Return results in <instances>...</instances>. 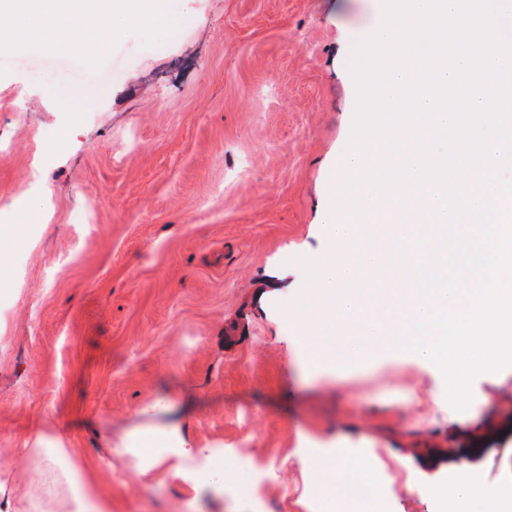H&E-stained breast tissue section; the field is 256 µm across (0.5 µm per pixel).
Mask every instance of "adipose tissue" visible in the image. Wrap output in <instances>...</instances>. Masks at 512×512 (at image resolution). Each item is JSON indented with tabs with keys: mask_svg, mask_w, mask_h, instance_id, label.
I'll list each match as a JSON object with an SVG mask.
<instances>
[{
	"mask_svg": "<svg viewBox=\"0 0 512 512\" xmlns=\"http://www.w3.org/2000/svg\"><path fill=\"white\" fill-rule=\"evenodd\" d=\"M38 19L45 32L44 44L61 55L102 54L101 28L124 34L146 23L167 19L165 0H0V33L6 34L8 46L31 42L29 19ZM175 445L164 453L149 448L134 449L141 462V473L163 469L174 474H188L199 456L198 449L182 435L175 434ZM34 457L45 467L56 470L57 482L69 491L76 512H109L107 500L94 498L81 473L74 467H60L68 455L64 448H37ZM323 473L319 490L327 512H350L356 493L368 494L375 512L383 504L382 492L360 458L340 448L316 462ZM445 512H512V480L497 491H488L476 479L465 478L439 491Z\"/></svg>",
	"mask_w": 512,
	"mask_h": 512,
	"instance_id": "adipose-tissue-1",
	"label": "adipose tissue"
}]
</instances>
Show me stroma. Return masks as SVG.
Listing matches in <instances>:
<instances>
[{"label":"stroma","mask_w":512,"mask_h":512,"mask_svg":"<svg viewBox=\"0 0 512 512\" xmlns=\"http://www.w3.org/2000/svg\"><path fill=\"white\" fill-rule=\"evenodd\" d=\"M378 0H170L172 24L83 60L0 47V473L70 512L29 448L73 449L112 512H315L314 453L385 473L386 512H436L459 467L512 477V367L474 377L466 427L429 367L388 352L329 378L297 325L301 259L328 251L324 206L350 137L353 43ZM74 96L80 111L61 109ZM178 424L210 449L197 486L140 475L120 439Z\"/></svg>","instance_id":"stroma-1"}]
</instances>
